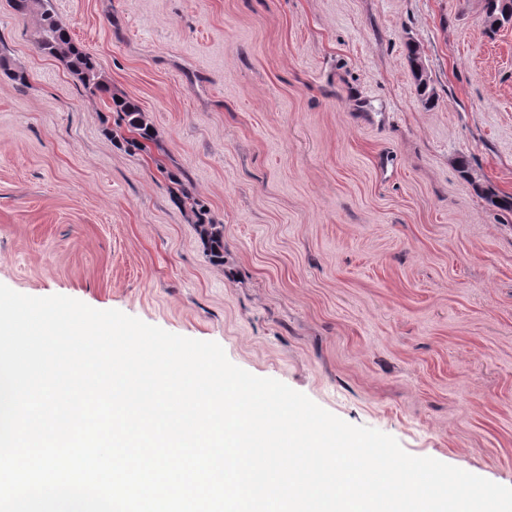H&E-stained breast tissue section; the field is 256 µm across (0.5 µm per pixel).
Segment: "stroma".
<instances>
[{
    "label": "stroma",
    "mask_w": 512,
    "mask_h": 512,
    "mask_svg": "<svg viewBox=\"0 0 512 512\" xmlns=\"http://www.w3.org/2000/svg\"><path fill=\"white\" fill-rule=\"evenodd\" d=\"M50 7L112 93L0 0V284L217 342L512 487V213L487 198L512 195V24L486 34L484 0ZM117 97L156 142L134 146ZM193 198L224 227L223 265ZM115 106L118 113L122 114L121 120L128 127L138 131L139 136L147 141L153 140L154 132L149 124V120L145 112L133 101L127 99H117Z\"/></svg>",
    "instance_id": "stroma-1"
}]
</instances>
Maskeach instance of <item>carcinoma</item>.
Instances as JSON below:
<instances>
[{
    "mask_svg": "<svg viewBox=\"0 0 512 512\" xmlns=\"http://www.w3.org/2000/svg\"><path fill=\"white\" fill-rule=\"evenodd\" d=\"M14 8L20 13L33 9L40 11V49L64 62L81 82L92 92L112 93L109 84L102 78L101 72L92 59L73 44L68 30L54 17L45 0H14ZM512 21V0H484V27L494 33L504 24ZM115 106L121 114V120L147 141L153 140L154 132L145 112L133 101L118 99ZM200 235L206 245L210 258L216 264H224V229L220 224L198 225Z\"/></svg>",
    "mask_w": 512,
    "mask_h": 512,
    "instance_id": "1",
    "label": "carcinoma"
}]
</instances>
